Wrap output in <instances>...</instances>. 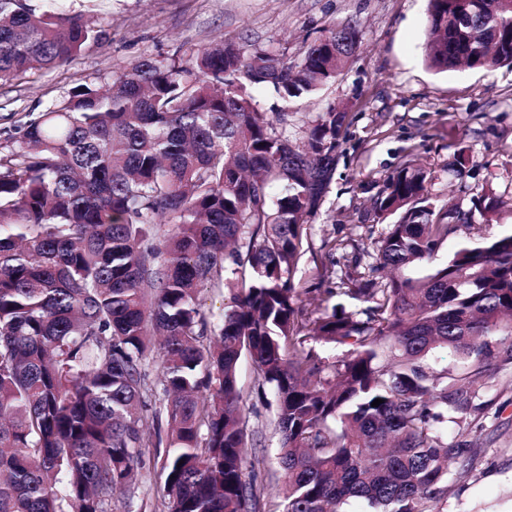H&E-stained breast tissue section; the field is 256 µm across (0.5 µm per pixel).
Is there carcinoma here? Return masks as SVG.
Segmentation results:
<instances>
[{
	"label": "carcinoma",
	"mask_w": 512,
	"mask_h": 512,
	"mask_svg": "<svg viewBox=\"0 0 512 512\" xmlns=\"http://www.w3.org/2000/svg\"><path fill=\"white\" fill-rule=\"evenodd\" d=\"M101 37L53 0H0V85ZM360 43L347 19L295 64L222 40L144 59L70 87L0 152V512H112L151 445L143 358L155 333L168 399L163 512H261L246 470L244 357L276 398L282 512L353 501L444 512L448 468L467 459L488 409L480 390L512 365V233L459 247L423 278L400 276L505 205L489 188L467 209L443 205L433 171L407 161L374 200L396 221L372 242L368 278L344 291L364 308L324 306L334 288L294 287L347 112L292 108L342 77ZM425 60L512 68V0H428ZM262 91L278 111H260ZM205 282L230 294L215 325L200 307ZM317 294L314 317L298 319ZM309 339L340 353L322 357ZM438 348L462 368L432 371Z\"/></svg>",
	"instance_id": "cac0c4a2"
}]
</instances>
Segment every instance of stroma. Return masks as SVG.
<instances>
[{"label": "stroma", "mask_w": 512, "mask_h": 512, "mask_svg": "<svg viewBox=\"0 0 512 512\" xmlns=\"http://www.w3.org/2000/svg\"><path fill=\"white\" fill-rule=\"evenodd\" d=\"M428 0H58L67 13L93 14L106 37L71 63L0 86V146L17 139L29 114L48 107L78 83L116 74L136 61L173 58L216 39L262 48L296 63L306 48L337 21L355 19L362 44L342 79L325 87L302 110L339 105L347 112L336 153V172L321 211L311 221L305 253L294 274L299 288H350L368 272L360 254L387 230L371 200L402 163L432 169L443 200H462V186H491L512 196V69L438 72L424 63ZM474 166L466 181L452 168L459 149ZM512 230V208L497 223L460 227L439 248L443 262L462 244ZM256 372L242 360L239 386L248 426L257 433L248 459H260L257 484L268 512L280 501L275 464L272 394H258ZM490 407L470 435L467 467L452 466L446 512H512V367L487 379L480 391ZM164 477L153 455H145L135 481L117 493L112 512H160Z\"/></svg>", "instance_id": "1"}]
</instances>
